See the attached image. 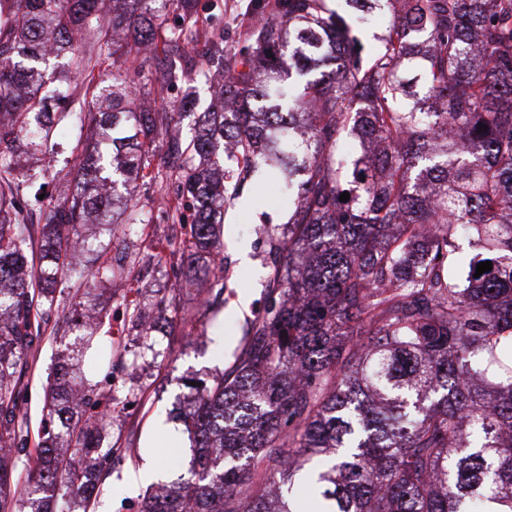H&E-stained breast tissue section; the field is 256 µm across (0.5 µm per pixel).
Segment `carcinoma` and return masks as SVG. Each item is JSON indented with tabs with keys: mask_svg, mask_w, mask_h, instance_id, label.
Returning <instances> with one entry per match:
<instances>
[{
	"mask_svg": "<svg viewBox=\"0 0 512 512\" xmlns=\"http://www.w3.org/2000/svg\"><path fill=\"white\" fill-rule=\"evenodd\" d=\"M102 2L0 0V509L15 485L21 512L85 508L114 452L116 406L85 385L81 349L92 292L125 269L72 252H96L122 224H176L201 266L168 302L202 281L209 306L224 294L234 174L256 173L293 199L268 305L230 370L193 387L192 478L154 485L139 512H512V0H384L393 19L366 56L361 18L326 0H252L237 45L196 41L200 0H114L110 14ZM160 41L173 49L165 82L223 73L221 111L190 140L164 132L195 99L141 112L119 70L90 77L91 107L76 109L72 69ZM29 60L54 61L56 84ZM87 123L104 148L76 139L63 175L76 191L39 199L17 143L37 150ZM160 168L179 204L143 219L135 200ZM51 312L73 343L20 482V368ZM126 315L153 349L140 306Z\"/></svg>",
	"mask_w": 512,
	"mask_h": 512,
	"instance_id": "carcinoma-1",
	"label": "carcinoma"
}]
</instances>
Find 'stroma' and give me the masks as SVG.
<instances>
[{
  "mask_svg": "<svg viewBox=\"0 0 512 512\" xmlns=\"http://www.w3.org/2000/svg\"><path fill=\"white\" fill-rule=\"evenodd\" d=\"M202 12L198 28L202 39L220 33L238 38L249 25V0H211ZM121 70L128 74L146 72L143 84L134 92L138 109L148 110L164 101H177L186 89H193L196 112L187 113L174 128L181 138L195 132L197 112L209 111L211 95L207 85L194 82L192 87L171 86L154 76L158 58L132 56L121 60ZM243 196L257 195L267 205L254 212L232 201L224 212V305L218 323H211L210 312L196 289H184L175 305L155 308L170 283L189 277L187 263L170 258L163 248L168 227L164 224L140 225L132 237L115 235L107 240L101 258L113 261L114 248H121V263L131 268L128 280L101 286L92 296L100 310L90 348L85 352L84 372L88 382L105 381L118 402L119 416L112 421L106 436L116 452L112 471L102 482L89 512H139L147 486L138 480L142 469H149L154 481H169L188 473L191 458L186 427L182 420L188 411V378L212 375L231 366L235 353L243 346L247 321L255 319L266 304V285L271 277L262 259L274 246L269 232L288 220V212L277 198L271 184L245 186ZM247 258H240V250ZM139 302L149 321L156 324L154 349L141 353L142 337L124 320L128 301ZM123 341L130 351L111 371L103 369V351L114 341ZM71 336L65 329L46 334L39 346L35 366L24 368L25 398L19 420L30 432L41 426L43 408L49 390V373Z\"/></svg>",
  "mask_w": 512,
  "mask_h": 512,
  "instance_id": "obj_1",
  "label": "stroma"
}]
</instances>
